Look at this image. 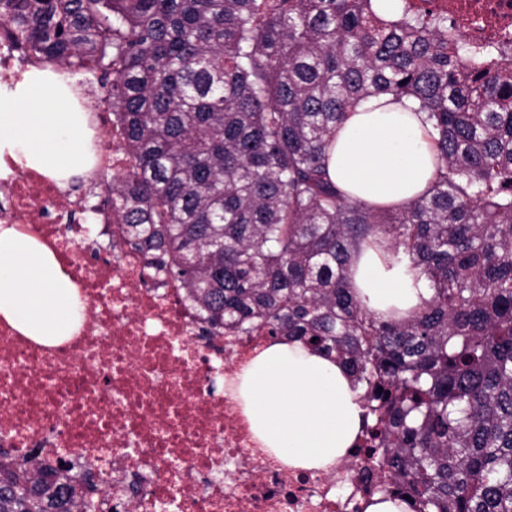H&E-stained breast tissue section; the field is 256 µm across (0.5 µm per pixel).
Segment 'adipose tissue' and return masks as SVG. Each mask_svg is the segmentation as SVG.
Wrapping results in <instances>:
<instances>
[{
  "label": "adipose tissue",
  "mask_w": 512,
  "mask_h": 512,
  "mask_svg": "<svg viewBox=\"0 0 512 512\" xmlns=\"http://www.w3.org/2000/svg\"><path fill=\"white\" fill-rule=\"evenodd\" d=\"M436 152L408 101L372 99L337 129L330 175L370 205H403L426 191ZM10 157L66 184L91 168V131L63 75L34 69L0 91V159ZM369 309L408 312L429 294L405 265L369 249L352 269ZM0 317L50 343L80 321L75 286L54 254L13 225H0ZM255 438L289 467L332 473L361 427L358 393L343 368L301 342L276 343L236 377Z\"/></svg>",
  "instance_id": "1"
}]
</instances>
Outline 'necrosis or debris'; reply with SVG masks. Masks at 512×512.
<instances>
[{"mask_svg":"<svg viewBox=\"0 0 512 512\" xmlns=\"http://www.w3.org/2000/svg\"><path fill=\"white\" fill-rule=\"evenodd\" d=\"M407 2L447 14L474 50L512 55V0ZM39 61L19 31L0 28V83ZM89 126L96 172L125 167L106 101L90 107ZM0 165V223L54 254L82 307L79 330L51 344L0 317V459L92 477L79 512H366L377 472L364 449L325 474L286 467L255 442L226 379L270 344L265 329L206 335L181 289L149 278L139 254L84 251L82 199L12 158Z\"/></svg>","mask_w":512,"mask_h":512,"instance_id":"necrosis-or-debris-1","label":"necrosis or debris"}]
</instances>
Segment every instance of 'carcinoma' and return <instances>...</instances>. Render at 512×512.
<instances>
[{"label":"carcinoma","instance_id":"1","mask_svg":"<svg viewBox=\"0 0 512 512\" xmlns=\"http://www.w3.org/2000/svg\"><path fill=\"white\" fill-rule=\"evenodd\" d=\"M43 61L84 54L130 165L103 205L196 306L205 331L268 326L363 390L376 492L411 512H512V68L448 16L376 0H0ZM426 114L437 170L406 205L331 180L336 126L362 100ZM365 246L429 300L379 319L349 278ZM88 488L0 462V512H75Z\"/></svg>","mask_w":512,"mask_h":512}]
</instances>
